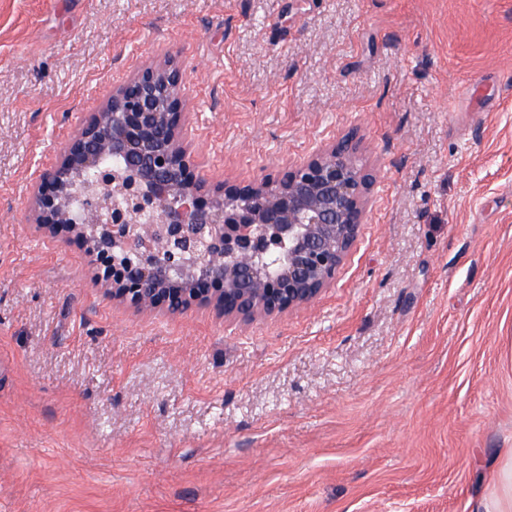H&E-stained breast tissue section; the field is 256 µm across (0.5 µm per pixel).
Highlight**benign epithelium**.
<instances>
[{"instance_id":"1","label":"benign epithelium","mask_w":512,"mask_h":512,"mask_svg":"<svg viewBox=\"0 0 512 512\" xmlns=\"http://www.w3.org/2000/svg\"><path fill=\"white\" fill-rule=\"evenodd\" d=\"M183 107L170 57L112 93L33 186L37 230L80 239L112 300L137 310L211 306L251 322L311 303L364 221L375 176L358 163L361 139L348 133L275 179L226 182L207 202Z\"/></svg>"}]
</instances>
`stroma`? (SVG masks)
Returning <instances> with one entry per match:
<instances>
[{
    "mask_svg": "<svg viewBox=\"0 0 512 512\" xmlns=\"http://www.w3.org/2000/svg\"><path fill=\"white\" fill-rule=\"evenodd\" d=\"M171 56L209 185L356 131L336 283L247 324L112 301L31 188ZM512 0H0V512H473L512 448Z\"/></svg>",
    "mask_w": 512,
    "mask_h": 512,
    "instance_id": "obj_1",
    "label": "stroma"
}]
</instances>
